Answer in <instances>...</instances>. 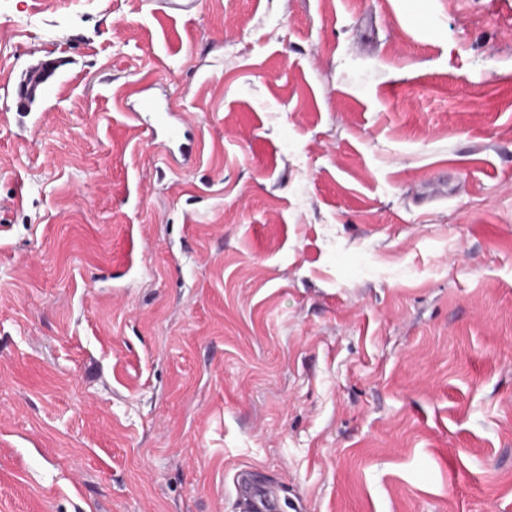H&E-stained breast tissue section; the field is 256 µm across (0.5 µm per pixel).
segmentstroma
I'll return each instance as SVG.
<instances>
[{"label": "stroma", "mask_w": 512, "mask_h": 512, "mask_svg": "<svg viewBox=\"0 0 512 512\" xmlns=\"http://www.w3.org/2000/svg\"><path fill=\"white\" fill-rule=\"evenodd\" d=\"M242 470L512 512V0H0V512H233ZM142 112H151L154 116L155 124L165 130V139L155 143L157 147L172 153L171 145L178 143L182 137L183 118L170 110L169 107H161L158 101L152 95H143L140 98V109L128 112L127 116L142 124Z\"/></svg>", "instance_id": "stroma-1"}]
</instances>
